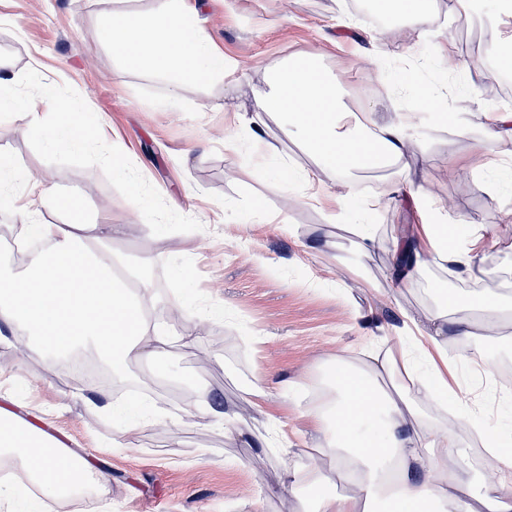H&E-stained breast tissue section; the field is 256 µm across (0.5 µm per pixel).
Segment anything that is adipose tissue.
<instances>
[{
    "label": "adipose tissue",
    "instance_id": "adipose-tissue-1",
    "mask_svg": "<svg viewBox=\"0 0 512 512\" xmlns=\"http://www.w3.org/2000/svg\"><path fill=\"white\" fill-rule=\"evenodd\" d=\"M111 49L134 65H144L170 78L172 91L187 80L223 78L228 64L211 38L194 27L181 0H167L161 11L119 13L104 30ZM342 81L308 59L277 69L273 90L262 110L245 119L244 139L263 140V113L282 115L315 153L321 167L339 173L336 215L344 217L349 178L377 168H396L401 188L423 224L404 226L390 246L391 272L400 283L413 282L432 266L462 267L482 273L488 250L497 237L482 227L460 229L436 224L427 216L435 209L431 196L416 189L410 159L426 150L414 145L411 131L421 100L439 122L450 120L431 92L412 98L398 118L379 120L372 112H350L340 100ZM88 103L66 105L56 114L58 140L65 147L85 142L91 117ZM0 186L19 189L11 207L21 215L20 237L44 242L21 270L0 269V322L16 328L46 355H58L93 344L101 357L117 365L161 358L170 343L167 329L147 319L155 304L151 283L125 267L109 243L110 224H89L77 217L78 202L62 193L53 176L19 179L8 164L0 165ZM64 214L61 222L46 221L43 211ZM477 308L503 317L497 298L449 296L445 308L429 316L435 329L415 340L424 366H412L404 345L385 354L367 353L358 360L337 359L333 373L322 380L323 398L307 411L319 434L317 454L288 472L294 494L311 491L308 512H512V433L490 434L482 404L471 389L484 390L499 407H512V385L492 375L473 373L469 384L448 368V338L441 327L452 310ZM408 376V384L389 393L385 382ZM449 400V415L431 419L426 408ZM10 393L0 394V454L22 462L41 496H60L78 481L79 472L62 466L60 440L52 439L50 422L35 424L13 412ZM474 429L484 450L500 467L496 478L481 470L460 472L448 464L449 449L458 447V429ZM333 462L337 479L352 491L343 495L324 480V462Z\"/></svg>",
    "mask_w": 512,
    "mask_h": 512
}]
</instances>
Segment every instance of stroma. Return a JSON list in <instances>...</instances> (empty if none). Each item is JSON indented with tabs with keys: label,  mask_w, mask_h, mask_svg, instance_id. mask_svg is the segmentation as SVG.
Returning a JSON list of instances; mask_svg holds the SVG:
<instances>
[{
	"label": "stroma",
	"mask_w": 512,
	"mask_h": 512,
	"mask_svg": "<svg viewBox=\"0 0 512 512\" xmlns=\"http://www.w3.org/2000/svg\"><path fill=\"white\" fill-rule=\"evenodd\" d=\"M160 0H0V66L17 81L13 95L63 103L80 95L103 123L105 140L82 150L59 148L53 134L23 136L27 117L0 105V157L27 176L53 174L62 192L81 199L88 221L122 225L111 243L131 263L145 266L158 293L151 320L168 325L171 343L162 359L131 363L117 380L75 375L68 364L48 374L42 356H13L18 335L0 323V368L14 372L15 410L54 424L70 449L94 455L109 478L94 499L75 507L46 499L41 512H302L285 474L304 463L316 444L305 416L304 393L324 376L334 356L357 353L369 341L395 340L405 316L427 321L443 294L456 290L492 295L512 305V186L487 189L495 171L471 164L476 125L437 127L432 114L412 135L428 148L416 182L434 200L459 204L473 224L497 234L480 278L435 268L413 285L393 287L391 257L378 249L359 257L370 281L360 288L349 263V224H372L394 241L407 224L420 223L403 195L394 193L395 169L352 178L356 197L348 225L335 222L336 175L282 118L266 116V146L236 140V117L251 116L272 89L273 71L292 58L320 55L323 67L344 76L349 111L368 109L396 118L392 95L410 76L411 90L446 92L459 116L498 109L504 74L473 71L467 59L493 61V43L512 40V20L495 0H478L471 22H454L449 0H430L453 38L407 27L391 37L353 0H184L194 23L232 62L223 80L184 84L171 94L166 76L127 66L104 42L111 16L150 12ZM459 66H442L444 53ZM125 160L115 173L111 157ZM316 171L321 202L301 198L290 170ZM280 213L262 224L256 208ZM346 263H336V255ZM189 280L176 284L180 268ZM222 318L199 320L201 305ZM477 310L452 311L443 332L459 365L484 360L497 375L512 370V322L489 326ZM477 321V335L457 343L460 324ZM262 380L268 398L247 392ZM210 391L216 409L234 415L241 434H230L197 414L196 387ZM135 388L149 409L166 418L140 428L132 446L119 448L127 416L103 407ZM287 435V450L265 441L269 427Z\"/></svg>",
	"instance_id": "obj_1"
}]
</instances>
